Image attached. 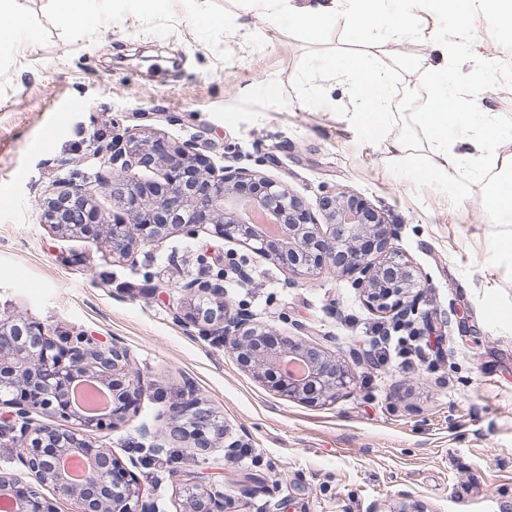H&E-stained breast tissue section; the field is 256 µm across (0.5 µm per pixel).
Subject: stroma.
Here are the masks:
<instances>
[{"instance_id":"35a3bbf8","label":"stroma","mask_w":512,"mask_h":512,"mask_svg":"<svg viewBox=\"0 0 512 512\" xmlns=\"http://www.w3.org/2000/svg\"><path fill=\"white\" fill-rule=\"evenodd\" d=\"M21 2L37 36L0 56V319L128 349L145 392L126 422L90 430L92 440L112 449L162 512H184L200 485L224 492L233 512H371L402 497L430 512H512V263L493 257L512 224L494 223L484 180L463 170L448 173L463 197L393 170L384 140L406 137L427 155L424 134L395 121L383 140L364 141L344 120L355 104L346 77L314 67L325 57L365 58L388 71L393 111L421 112L439 46L455 91L489 61L486 103L505 133L502 151L512 152V37L480 0L466 26L427 8L417 34L373 47L349 39L345 18L317 42L248 0H205L204 10L225 15L221 27L190 21L191 0H171L163 14L106 2L81 34L60 25L51 0ZM117 127L197 141L215 167L261 173L312 208L334 188L365 199L398 225L393 245L424 284L413 318L423 361L408 372L395 357L354 364L355 383L331 404L279 396L213 338L175 320L193 302L182 284L203 275L202 257L247 256L250 282L224 280L230 311L286 336H315L352 361L369 352L380 317L346 279L295 277L206 227L122 260L107 244L43 224L47 190L71 177L91 187L104 215L118 212L111 189L95 184L103 160L94 154ZM430 319L444 323L439 338L425 335ZM189 381L225 429L197 455L168 437ZM145 426L167 435L162 454H149Z\"/></svg>"}]
</instances>
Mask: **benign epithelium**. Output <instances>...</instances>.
Masks as SVG:
<instances>
[{"instance_id":"7a95c632","label":"benign epithelium","mask_w":512,"mask_h":512,"mask_svg":"<svg viewBox=\"0 0 512 512\" xmlns=\"http://www.w3.org/2000/svg\"><path fill=\"white\" fill-rule=\"evenodd\" d=\"M104 170L97 181L112 187L124 216L107 220L92 204V193L72 180L56 183L43 202L44 223L73 235L102 230L112 254L129 258L141 244L180 231L193 236L210 224L214 233L272 260L297 276L325 270L347 277L365 304L393 322L405 323L418 311L421 296L415 266L393 247L398 226L383 213L348 190L327 191L318 208L324 222L306 204L278 182L252 172L217 170L194 141L170 144L150 137L116 133L97 145ZM136 168L158 169V180L144 182ZM270 215L280 233L258 230L256 214ZM219 267L211 279H193L182 290L199 304L175 312V319L195 327L224 345L240 366L278 395L310 405L336 401L353 381L351 366L336 358L311 336H284L256 324L249 315L230 314L224 303V277L233 273L248 283L251 275L241 258ZM228 268H222V265ZM296 361L305 372L295 376L284 363ZM89 379L112 390V402L102 413L88 415L75 407L73 385ZM141 395L140 377L124 347L101 346L87 339L57 342L39 323L21 318L0 320V406L12 408L20 424L16 441L25 483L16 474L0 473V497L13 512H52L38 490L52 486L74 502L76 512H161L155 499L144 495L137 477L109 448L95 446L83 429L114 428L135 409ZM57 420L32 426V414ZM170 436L198 451L222 438L224 429L212 411L199 408L196 399L172 408ZM80 453L90 471L77 484L70 482L56 461ZM185 512H227L224 493L208 489L190 492ZM388 512H430L419 500L403 498Z\"/></svg>"}]
</instances>
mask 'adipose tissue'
Instances as JSON below:
<instances>
[{"instance_id": "adipose-tissue-1", "label": "adipose tissue", "mask_w": 512, "mask_h": 512, "mask_svg": "<svg viewBox=\"0 0 512 512\" xmlns=\"http://www.w3.org/2000/svg\"><path fill=\"white\" fill-rule=\"evenodd\" d=\"M271 22L288 21L308 38L328 36L337 15L347 18V33L356 40L403 37L415 32L420 17L416 0H392L393 11H385L382 0H254ZM329 67L340 70L356 94L358 104L346 120L368 141L380 137L393 119L388 96L389 75L361 58H331ZM429 109L415 113L414 124L427 136L432 154L414 153L406 137L388 141V159L398 172L447 185L448 170L469 167L480 176L493 170L484 204L496 223L512 224V153H500L502 130L496 115L479 108L470 94H455L448 88V67H427Z\"/></svg>"}]
</instances>
